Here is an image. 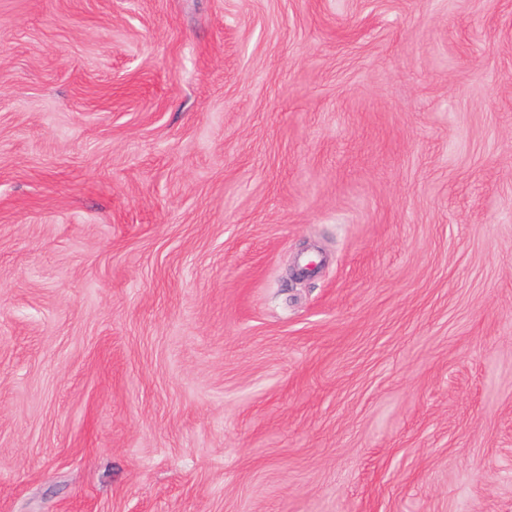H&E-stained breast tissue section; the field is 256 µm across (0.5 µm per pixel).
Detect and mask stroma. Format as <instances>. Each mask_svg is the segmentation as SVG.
Returning a JSON list of instances; mask_svg holds the SVG:
<instances>
[{
  "label": "stroma",
  "instance_id": "1",
  "mask_svg": "<svg viewBox=\"0 0 512 512\" xmlns=\"http://www.w3.org/2000/svg\"><path fill=\"white\" fill-rule=\"evenodd\" d=\"M0 512H512V0H0Z\"/></svg>",
  "mask_w": 512,
  "mask_h": 512
}]
</instances>
